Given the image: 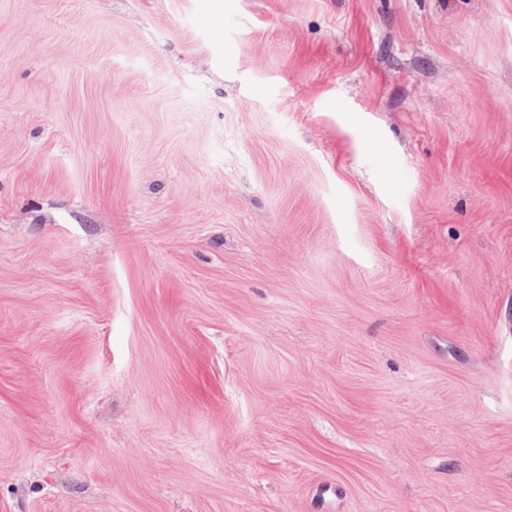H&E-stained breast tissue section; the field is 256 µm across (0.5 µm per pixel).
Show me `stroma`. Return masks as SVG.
Segmentation results:
<instances>
[{"instance_id":"35a3bbf8","label":"stroma","mask_w":512,"mask_h":512,"mask_svg":"<svg viewBox=\"0 0 512 512\" xmlns=\"http://www.w3.org/2000/svg\"><path fill=\"white\" fill-rule=\"evenodd\" d=\"M0 512H512V0H0Z\"/></svg>"}]
</instances>
